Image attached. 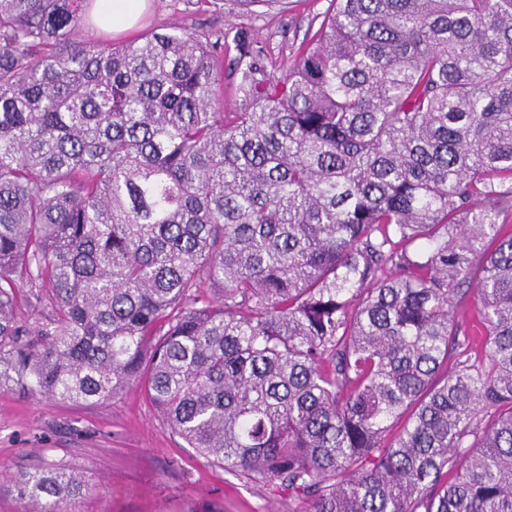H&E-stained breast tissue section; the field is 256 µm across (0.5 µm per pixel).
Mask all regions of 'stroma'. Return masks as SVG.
Masks as SVG:
<instances>
[{
	"instance_id": "1",
	"label": "stroma",
	"mask_w": 512,
	"mask_h": 512,
	"mask_svg": "<svg viewBox=\"0 0 512 512\" xmlns=\"http://www.w3.org/2000/svg\"><path fill=\"white\" fill-rule=\"evenodd\" d=\"M331 0H146L120 43L178 26L208 40L224 37L221 91L215 108L233 112L239 34L261 50L274 74L293 62L302 42L331 9ZM80 472L88 491L76 512H305V503L271 485L223 469L200 455L131 386L92 405L0 388V512H24L8 474L33 465Z\"/></svg>"
}]
</instances>
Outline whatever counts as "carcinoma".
Listing matches in <instances>:
<instances>
[{
  "label": "carcinoma",
  "instance_id": "carcinoma-1",
  "mask_svg": "<svg viewBox=\"0 0 512 512\" xmlns=\"http://www.w3.org/2000/svg\"><path fill=\"white\" fill-rule=\"evenodd\" d=\"M334 2L282 77L234 39L224 113L220 42L0 0V387L141 385L306 512H512V0ZM19 288L23 290V293L20 295V303H19V313L21 318L26 322L27 326H34L38 323H41L44 320L45 311L39 306L34 299L28 297L26 291L28 288L26 287L25 282H18Z\"/></svg>",
  "mask_w": 512,
  "mask_h": 512
}]
</instances>
